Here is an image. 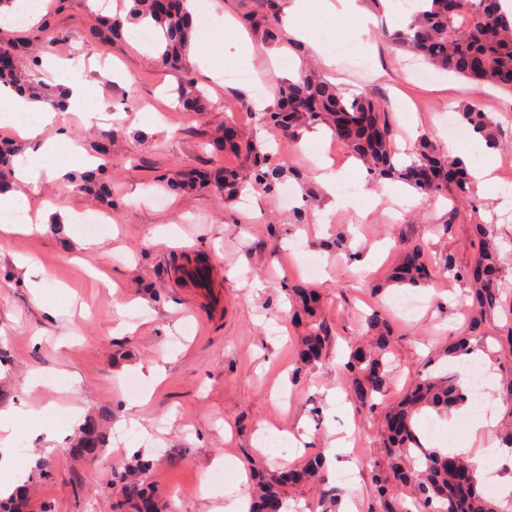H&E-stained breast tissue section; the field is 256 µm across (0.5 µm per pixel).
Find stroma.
Returning a JSON list of instances; mask_svg holds the SVG:
<instances>
[{"instance_id":"1","label":"stroma","mask_w":512,"mask_h":512,"mask_svg":"<svg viewBox=\"0 0 512 512\" xmlns=\"http://www.w3.org/2000/svg\"><path fill=\"white\" fill-rule=\"evenodd\" d=\"M262 0H199L210 26L224 30L222 63L237 64L242 4L261 7ZM126 15V0H67L56 10L46 0L53 24L43 57L82 59L80 76L90 92L91 106L109 113L106 121H86L75 113L58 119L74 145L111 134L110 151L117 164L108 174L111 206L64 181L50 178L27 191V205L43 202L81 214L83 222L100 220L96 244L83 248L81 225L66 230L48 223L27 235H0V392L1 409H13L19 433L9 444L19 464L27 468L30 486L27 512H112L116 486L110 485L114 458L129 460V447H141L154 465L147 481L162 512H221L230 503L228 489L239 486L247 457L269 469L301 467L306 454L330 448L337 439L351 441V451L339 454L329 472L338 484L347 461H356L354 483L348 486L345 512H368L372 486L367 459L379 451L376 422L357 412L340 392L346 341L361 336V316L370 308L388 313L396 401L419 370L451 372L453 360L441 352L450 336L463 333L460 304L466 286L441 277L435 283L406 289L381 283L398 249L406 242L425 245L430 256L453 253L458 265L471 263L476 247L469 227L492 225L504 261L500 288L512 305V202L478 194L476 206H455L438 196L420 199L405 192L394 201L386 187L376 190L380 205L368 216L337 211L331 223H320L326 201H319L308 223L292 224L288 209L278 201L254 198L251 209L241 200L226 201L215 189L169 193L166 181L183 170H208L224 163L223 149L209 144L214 129L232 123L245 130L253 125L244 106L253 103L252 88L214 78L192 65L199 89L212 107L206 112L177 108L175 74L159 68L157 56L137 50L130 40L105 42L92 34L94 8ZM407 11L372 13L368 30L343 16L312 21L326 47L349 45L346 56L327 69L331 81L349 92H367L387 100L396 140L408 142L409 130L444 143L443 131L457 119L461 101L480 99L499 122L503 142L512 143V96L479 87L455 75L432 70L427 82L409 72V54L391 47L383 30L405 23ZM294 53L287 44H256L248 72L267 84L263 104L273 108L278 85L294 75ZM453 224L443 234L444 224ZM345 237L342 250L326 243ZM209 258L224 273L221 309L188 297L170 281L169 268L181 253ZM39 262L47 278L72 287L80 305L71 313L51 317L48 305L64 306L66 296L49 292L36 302L23 285L24 272L14 256ZM96 268L117 284L108 292L90 278ZM316 289L322 298L321 320L336 336L324 359L304 368L300 386L288 380L296 366L297 348L309 329L307 321L287 317V290L294 285ZM413 292L424 304L412 317L395 313L396 296ZM129 302L128 321L134 332L116 336L114 300ZM165 368V378L148 390L139 370L152 364ZM43 382L28 389L31 373ZM76 374L75 390L67 374ZM85 414H109L123 433L107 429L101 455L76 459L68 450L76 432L70 409ZM53 424L60 441L52 453L40 451L29 434L36 419ZM37 466H30L32 455ZM235 464L216 468L215 459ZM223 472L218 496L205 494L211 477Z\"/></svg>"}]
</instances>
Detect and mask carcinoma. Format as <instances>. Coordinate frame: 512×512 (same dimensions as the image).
<instances>
[{
  "mask_svg": "<svg viewBox=\"0 0 512 512\" xmlns=\"http://www.w3.org/2000/svg\"><path fill=\"white\" fill-rule=\"evenodd\" d=\"M129 2V18L147 20L161 34L160 66L183 77L177 89L180 104L193 112L206 109L207 98L187 72L195 25L186 10V0H169L166 9L160 7V0ZM265 2L264 11H247L244 20L260 41L278 43L283 40L278 0ZM93 31L112 41L120 40L125 33L124 20L101 15L95 19ZM386 37L396 48L439 69L477 86L488 85L512 95V12L503 9L502 0H457L454 10L448 0H428V7L414 12L405 29L388 32ZM0 57L14 60L13 67L0 68L1 85L36 98L58 97V93L48 91L36 81L39 54L34 40L1 42ZM458 114L460 121L487 146H499V125L480 101L462 102ZM390 116L387 101L367 93L347 98L317 68L308 67L300 71L297 79L280 85L276 108L259 113L258 123L273 136L290 142L297 141L304 130L324 125L365 166L375 184L399 181L424 199L449 194L459 206L472 203L475 184L467 168L461 161L449 158L430 138L418 140L410 153V162L397 158L396 131ZM223 146L224 151L238 156L248 166L226 165L210 173L188 172L170 180L169 189L185 192L212 185L224 192L226 200L245 190L273 200L292 175L288 164L268 151L265 143L252 133L233 139L225 137ZM93 150L101 164L73 180V184L109 207L112 191L107 172L114 162L106 145L97 143ZM19 152L15 144L0 145V187L10 183L11 161ZM472 233L478 241L472 265L461 267L448 253L432 262L421 244L410 242L401 247L387 278L392 283L419 286L446 273L467 284L470 303L464 307L466 333L448 343L444 351L448 357L467 354L473 341L480 340L486 319L502 304L496 283L500 247L488 225L474 224ZM288 295L298 311L311 318V327L299 351L300 364H316L322 360L332 335L331 326L316 317L319 295L308 288H290ZM365 325L371 340L350 347L345 370L350 378L352 402L360 412L378 417L382 426L380 454L368 463L374 488L370 512H411V504L416 506V512H502L497 503L483 494L470 464L455 455L425 447L415 427V419L421 413L430 410L445 415L468 398L460 376L421 375L398 403L382 406L381 398L393 382L389 359L392 325L387 315L378 310L366 316ZM500 398L504 414L498 438L501 444L512 448V366L506 371ZM99 420L84 423L79 438L69 449L71 455L90 460L99 455L104 439ZM151 466L150 461L136 454L123 468L112 471V483L120 486L121 491V496L112 503V512H127L129 508L135 512H158L157 499L146 483ZM299 483H312L320 488L322 512H340L346 491L328 483V464L323 452L308 457L298 471L259 473L250 512L269 507L280 509L286 502L288 487ZM26 501L23 485L0 499V512H24Z\"/></svg>",
  "mask_w": 512,
  "mask_h": 512,
  "instance_id": "cac0c4a2",
  "label": "carcinoma"
}]
</instances>
